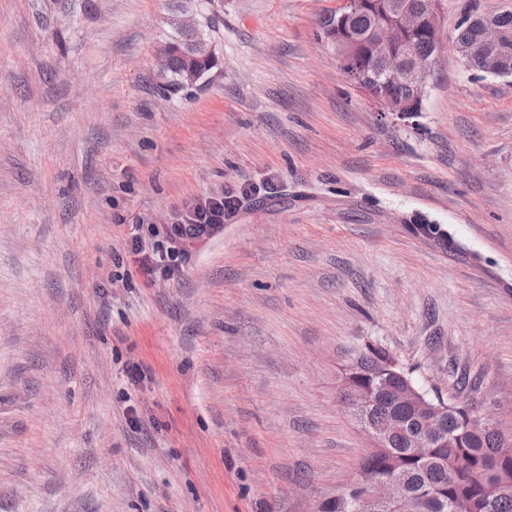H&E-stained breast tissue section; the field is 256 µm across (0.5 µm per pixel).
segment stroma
<instances>
[{"mask_svg":"<svg viewBox=\"0 0 512 512\" xmlns=\"http://www.w3.org/2000/svg\"><path fill=\"white\" fill-rule=\"evenodd\" d=\"M340 6L213 0L217 64L168 94L169 0H0V512H315L369 449L336 398L369 344L512 427V78L454 48L512 0H441L405 120L340 73ZM241 204L240 197L232 194L191 202L175 224L176 235L180 239L205 236L212 229L222 226L224 220L234 216Z\"/></svg>","mask_w":512,"mask_h":512,"instance_id":"obj_1","label":"stroma"}]
</instances>
